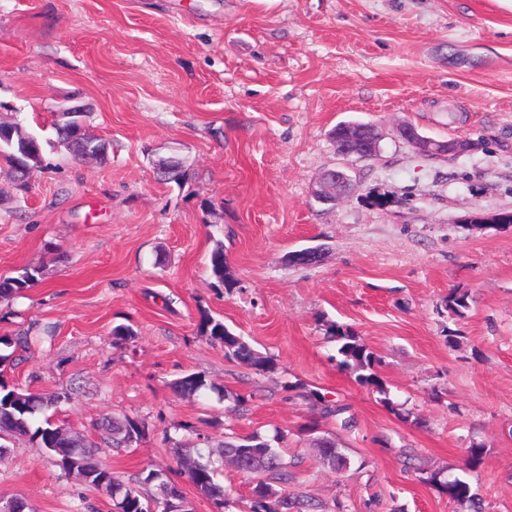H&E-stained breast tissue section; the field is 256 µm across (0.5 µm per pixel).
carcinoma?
Masks as SVG:
<instances>
[{"label":"carcinoma","mask_w":512,"mask_h":512,"mask_svg":"<svg viewBox=\"0 0 512 512\" xmlns=\"http://www.w3.org/2000/svg\"><path fill=\"white\" fill-rule=\"evenodd\" d=\"M76 119L65 112L58 113L57 134L74 159H79L82 140L75 138ZM5 139L0 141V155L4 157L17 175L26 182L29 170L38 169L43 161L40 138L23 130L19 125L0 122ZM185 176L183 162L168 160L160 177L165 181L180 182ZM208 267L217 283L231 286L233 278L225 269L224 244L218 242L208 257ZM42 266L25 267L19 275L0 280V303L9 302L21 295L31 283L44 277ZM445 307L452 316H462L469 308V294L454 290L448 293ZM201 335L209 337L224 347V356L248 363L259 372L273 369L272 362L260 356L255 350L234 335L224 323L210 315H201L198 323ZM333 338L338 342V354L342 357L339 365L355 374V381L383 396L390 402L389 392L376 372L378 360L375 354L364 345L359 336L348 328L337 326ZM204 387L202 378L190 374L175 383V390L191 394ZM68 399L65 392L41 395L31 392L8 381L0 374V457L8 453L10 443L27 440L52 454L58 466L67 474L75 473L85 484L107 494L115 512H166L171 503L180 505L184 512H191L190 503L182 484L171 477L162 476L154 470H141L135 479L128 483L113 475L112 467L97 457L98 448H131L141 438L142 429L131 419L109 418L101 423L102 442L95 443L77 432L68 430L45 416V413ZM173 453L182 464H187V477L191 484L206 497L212 499L218 512H224L228 494L219 482L224 469V461H230L238 471L254 475L259 481L252 489L249 512H304L306 503L300 496L273 487L277 482L284 485L292 479L288 465L268 441L259 435L245 437L231 436L224 442L216 459H203L198 448H190L181 442L174 443ZM318 459L322 465L336 471L350 468L351 460L336 444L327 437L317 439ZM486 452L480 444L467 448L468 469L475 471L484 463ZM421 481L436 488L448 502L468 506L473 512H482L479 498L472 491L470 483L464 479H450L443 471H430ZM155 486L158 496H145L148 487Z\"/></svg>","instance_id":"cac0c4a2"}]
</instances>
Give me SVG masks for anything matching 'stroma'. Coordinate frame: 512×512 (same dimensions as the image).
<instances>
[{
  "label": "stroma",
  "instance_id": "1",
  "mask_svg": "<svg viewBox=\"0 0 512 512\" xmlns=\"http://www.w3.org/2000/svg\"><path fill=\"white\" fill-rule=\"evenodd\" d=\"M72 101L105 163L57 143ZM1 120L45 146L27 186L0 161V277H45L0 303V336L52 333L7 374L69 391L54 419L85 435L105 415L137 421V444L106 454L117 476L172 473L173 437L208 451L257 434L315 512H464L420 467L467 478L485 512H512V224L494 220L512 213L507 0H0ZM345 121L383 130L376 159L337 154ZM403 122L473 147L421 155L394 134ZM170 157L182 183L156 179ZM338 165L353 191L317 203L314 179ZM219 241L229 288L208 269ZM308 247L317 263L289 261ZM454 289L471 298L460 318L445 309ZM204 313L274 371L225 358L198 332ZM118 325L134 331L120 346ZM336 325L375 352L389 402L339 367ZM190 373L202 393L175 395ZM326 403L344 414L323 417ZM323 435L349 470L318 463ZM474 442L486 456L472 471ZM15 497L28 512H75L82 498L112 509L26 442L0 457V499Z\"/></svg>",
  "mask_w": 512,
  "mask_h": 512
}]
</instances>
